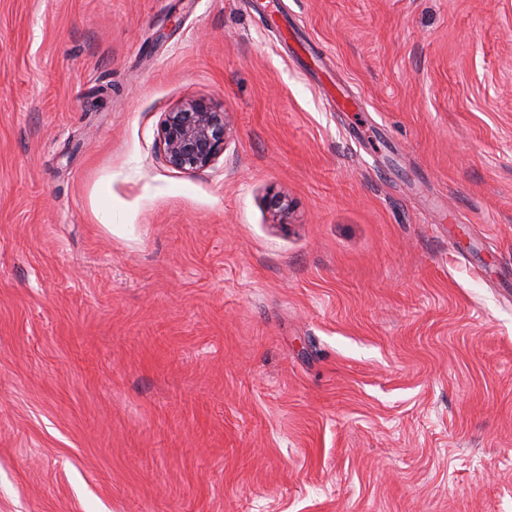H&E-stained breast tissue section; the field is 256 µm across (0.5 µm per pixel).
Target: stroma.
I'll return each mask as SVG.
<instances>
[{
    "label": "stroma",
    "instance_id": "obj_1",
    "mask_svg": "<svg viewBox=\"0 0 512 512\" xmlns=\"http://www.w3.org/2000/svg\"><path fill=\"white\" fill-rule=\"evenodd\" d=\"M277 2L0 0V512H512V0ZM230 131L228 113L204 99L190 100L167 112L160 126L165 163L175 169L208 168L224 152Z\"/></svg>",
    "mask_w": 512,
    "mask_h": 512
}]
</instances>
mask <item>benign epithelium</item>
<instances>
[{"label": "benign epithelium", "mask_w": 512, "mask_h": 512, "mask_svg": "<svg viewBox=\"0 0 512 512\" xmlns=\"http://www.w3.org/2000/svg\"><path fill=\"white\" fill-rule=\"evenodd\" d=\"M230 131L228 113L204 99L190 100L165 114L160 126V142L165 163L184 171L202 170L224 152ZM265 207L276 217L289 211L285 196L270 192Z\"/></svg>", "instance_id": "1"}]
</instances>
